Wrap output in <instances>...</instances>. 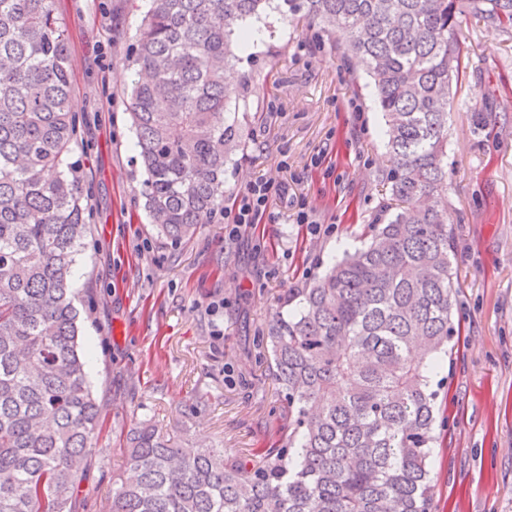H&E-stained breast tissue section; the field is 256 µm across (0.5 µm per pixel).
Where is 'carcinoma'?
I'll return each mask as SVG.
<instances>
[{
	"label": "carcinoma",
	"instance_id": "carcinoma-1",
	"mask_svg": "<svg viewBox=\"0 0 512 512\" xmlns=\"http://www.w3.org/2000/svg\"><path fill=\"white\" fill-rule=\"evenodd\" d=\"M133 48L129 110L142 194L159 232L191 239L224 209V166L244 149L236 54L272 0H152ZM350 33L349 66L374 81L386 180L401 203L371 241L276 312L258 337L287 419L281 443L230 454L132 430L135 481L108 512H432L441 384L456 332L448 115L471 15L512 29V0H277ZM67 39L53 0H0V512H80L102 406L79 351L73 269L90 225Z\"/></svg>",
	"mask_w": 512,
	"mask_h": 512
}]
</instances>
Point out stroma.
Segmentation results:
<instances>
[{
  "instance_id": "stroma-1",
  "label": "stroma",
  "mask_w": 512,
  "mask_h": 512,
  "mask_svg": "<svg viewBox=\"0 0 512 512\" xmlns=\"http://www.w3.org/2000/svg\"><path fill=\"white\" fill-rule=\"evenodd\" d=\"M151 0H54L67 34L82 146L75 157L91 236L75 269L78 342L104 410L79 494L106 512L129 431L150 422L193 446L267 448L284 421L256 338L273 312L294 314L308 287L363 247L390 192L383 114L370 78L345 63V33L266 17L237 69L250 77L238 109L245 150L224 176V206L265 175L283 181L273 223L224 238L222 219L181 244L145 209V173L127 111L132 47ZM462 76L448 116V213L455 228L457 329L430 464L433 512H512V30L464 20ZM334 225L315 236L296 221Z\"/></svg>"
}]
</instances>
